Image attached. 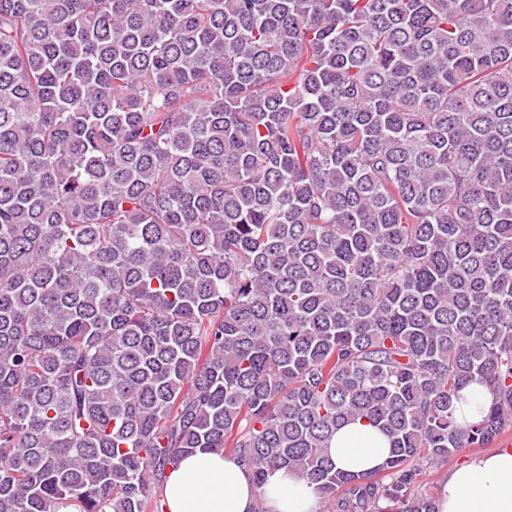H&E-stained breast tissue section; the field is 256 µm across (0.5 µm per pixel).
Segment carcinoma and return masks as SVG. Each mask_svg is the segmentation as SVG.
<instances>
[{"label":"carcinoma","instance_id":"obj_1","mask_svg":"<svg viewBox=\"0 0 512 512\" xmlns=\"http://www.w3.org/2000/svg\"><path fill=\"white\" fill-rule=\"evenodd\" d=\"M511 428L512 0H0V512L227 448L435 512L419 462ZM462 398L457 403L456 416L460 421H475L479 410L490 403L489 394L481 387L471 385L461 392ZM387 439L366 420L348 424L336 432L329 454L336 468L347 473H371L389 456Z\"/></svg>","mask_w":512,"mask_h":512}]
</instances>
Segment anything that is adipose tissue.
<instances>
[{"label": "adipose tissue", "instance_id": "obj_1", "mask_svg": "<svg viewBox=\"0 0 512 512\" xmlns=\"http://www.w3.org/2000/svg\"><path fill=\"white\" fill-rule=\"evenodd\" d=\"M329 454L337 469L371 473L389 456L387 439L367 421L337 431ZM264 498L236 457L221 451H197L167 469L161 491L166 512H254L264 501L268 512H314V488L290 473L269 474ZM436 512H512V448H497L471 457L449 470Z\"/></svg>", "mask_w": 512, "mask_h": 512}]
</instances>
